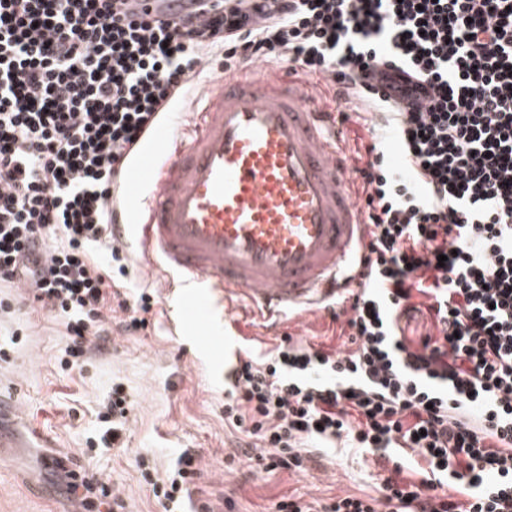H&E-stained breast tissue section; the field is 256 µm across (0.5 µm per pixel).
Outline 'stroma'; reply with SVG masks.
I'll return each mask as SVG.
<instances>
[{"label": "stroma", "mask_w": 512, "mask_h": 512, "mask_svg": "<svg viewBox=\"0 0 512 512\" xmlns=\"http://www.w3.org/2000/svg\"><path fill=\"white\" fill-rule=\"evenodd\" d=\"M130 289L155 290L158 303L147 329L113 337L105 354L83 369L62 365L69 344L62 317L14 305L15 289L0 288L11 302L0 315V395L17 397L24 414L0 419V432L22 439L16 464L0 469V512H80L78 501L62 494L51 474L57 456L103 474L127 501L128 512H164L139 481L136 461L153 457L166 470L182 449L199 452L200 475L191 488L196 505L210 512H276L292 494L306 500L343 494H373L377 468L359 454H330L302 475L264 471L242 456L240 434L224 424V370L208 363V351L193 331L173 326L179 309L176 289L163 271L137 260L129 262ZM230 312L240 321L248 347L270 346L277 335L290 334L327 350L342 349L336 326L325 313L282 320L267 332L247 303L233 298ZM122 386L132 409L127 447L91 448L101 428L98 413L115 386ZM50 435L49 450L36 445L35 433Z\"/></svg>", "instance_id": "obj_1"}]
</instances>
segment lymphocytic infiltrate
Segmentation results:
<instances>
[{
    "instance_id": "1",
    "label": "lymphocytic infiltrate",
    "mask_w": 512,
    "mask_h": 512,
    "mask_svg": "<svg viewBox=\"0 0 512 512\" xmlns=\"http://www.w3.org/2000/svg\"><path fill=\"white\" fill-rule=\"evenodd\" d=\"M138 0H0V285L66 320L72 365L148 325L110 230L126 150L205 73L284 64L333 92L367 228L353 290L329 307L352 348L282 336L248 356L224 420L265 469L352 448L388 469L372 495L277 512H512V0H204L206 22L148 19ZM399 143L409 182L375 141ZM98 442L120 448L113 390ZM426 463L404 477L400 451ZM185 512L198 455L166 475ZM84 512H126L98 473L63 469Z\"/></svg>"
}]
</instances>
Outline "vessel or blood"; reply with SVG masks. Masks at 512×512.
I'll list each match as a JSON object with an SVG mask.
<instances>
[{
    "label": "vessel or blood",
    "mask_w": 512,
    "mask_h": 512,
    "mask_svg": "<svg viewBox=\"0 0 512 512\" xmlns=\"http://www.w3.org/2000/svg\"><path fill=\"white\" fill-rule=\"evenodd\" d=\"M205 95L190 141L175 143L162 122L130 151L137 165L112 209L113 238L191 286L182 325L203 322L209 299L232 293L272 326L319 312L343 292L366 240L338 125L312 103V89L269 71L222 77ZM239 332L228 314L211 339L228 388L244 355Z\"/></svg>",
    "instance_id": "1"
}]
</instances>
